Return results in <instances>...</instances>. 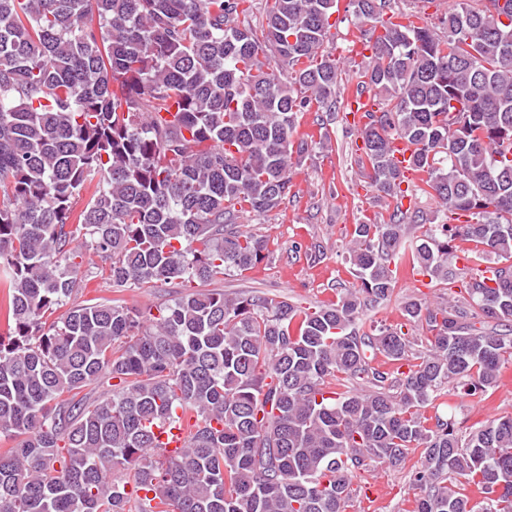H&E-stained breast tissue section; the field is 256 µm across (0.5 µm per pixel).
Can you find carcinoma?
Listing matches in <instances>:
<instances>
[{"label": "carcinoma", "instance_id": "1", "mask_svg": "<svg viewBox=\"0 0 512 512\" xmlns=\"http://www.w3.org/2000/svg\"><path fill=\"white\" fill-rule=\"evenodd\" d=\"M394 3L347 9L376 105L358 162L388 218L353 225L352 286L300 307L206 285L269 256L241 223L288 198L304 113L352 111L324 52L337 0H271L256 24L250 0H0V512H346L358 471L415 451L411 512H512V414L427 415L512 362V0ZM465 242L491 276L457 267ZM88 250L114 288L183 292L71 305ZM407 265L448 289L403 307L425 336L368 315ZM179 417L170 456L154 428Z\"/></svg>", "mask_w": 512, "mask_h": 512}]
</instances>
